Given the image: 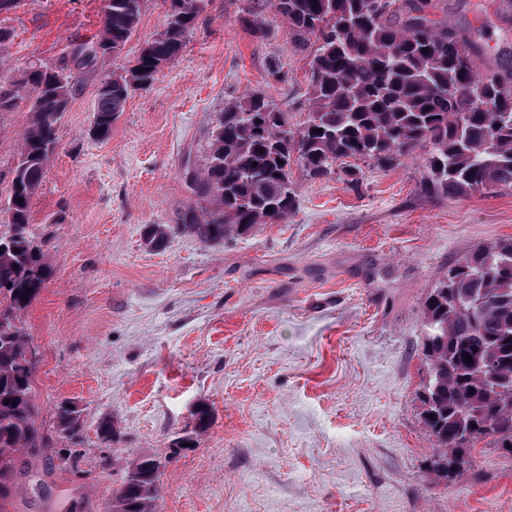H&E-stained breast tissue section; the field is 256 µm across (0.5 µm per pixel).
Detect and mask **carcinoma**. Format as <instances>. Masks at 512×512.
I'll return each instance as SVG.
<instances>
[{"mask_svg": "<svg viewBox=\"0 0 512 512\" xmlns=\"http://www.w3.org/2000/svg\"><path fill=\"white\" fill-rule=\"evenodd\" d=\"M247 2L245 21L256 33H265L269 7L296 41L312 44L306 120L293 126L265 93L224 108L206 162L189 178L207 206L186 209L174 226L145 225L147 247L163 250L175 233L216 246L258 225L288 222L296 210L294 164L313 178L339 170L354 182L352 159L391 164L424 149L427 187L437 197L512 189V60L500 57L480 72V46L434 18L435 0ZM144 4L106 0L95 40L73 41L51 67L37 60L17 78L0 76V112L12 111L22 97L30 103L10 182L9 224L0 231V512H11L19 479H27L33 495L45 484L29 458L50 451L71 467L79 455L53 448L37 426L36 352L23 318L50 271L31 231L30 209L84 74L96 59L121 55ZM204 8L205 0H170L163 29L133 61L100 78L95 138L108 139L131 93L151 87L180 55ZM486 102L495 110L485 109ZM421 315L426 377L418 399L433 443L426 470L432 481L448 484L472 466L482 441L512 454V237L458 259L426 295ZM55 414L64 438L77 440L83 429L77 402L59 403ZM211 420L210 406L199 403L192 432H205ZM161 467L152 456L135 460L111 512H155ZM64 512L95 509L88 498L70 495Z\"/></svg>", "mask_w": 512, "mask_h": 512, "instance_id": "1", "label": "carcinoma"}]
</instances>
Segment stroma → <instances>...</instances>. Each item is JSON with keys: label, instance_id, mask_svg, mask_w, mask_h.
I'll return each mask as SVG.
<instances>
[{"label": "stroma", "instance_id": "1", "mask_svg": "<svg viewBox=\"0 0 512 512\" xmlns=\"http://www.w3.org/2000/svg\"><path fill=\"white\" fill-rule=\"evenodd\" d=\"M450 25L471 31L484 62L512 53L495 0H448ZM246 0H206L180 56L132 92L106 141L91 132L100 77L134 59L165 23L149 0L120 57L99 58L57 129L58 148L31 205L47 238L50 277L24 328L38 353V425L57 405L83 411L75 468L53 492L110 512L131 463H163L156 512H512V456L477 444L454 483L430 480L432 443L417 392L425 376L421 308L457 259L512 236V190L426 194L424 152L390 165L358 162L357 182L293 167L298 207L207 246L175 235L143 243L195 203L185 168L201 169L220 112L262 91L307 115L311 50L266 11L267 35L243 24ZM104 0H22L0 15L13 40L0 69L55 63L71 40L97 35ZM29 103L0 114V224ZM211 427L192 447L199 402ZM111 420L119 440L101 443Z\"/></svg>", "mask_w": 512, "mask_h": 512}]
</instances>
